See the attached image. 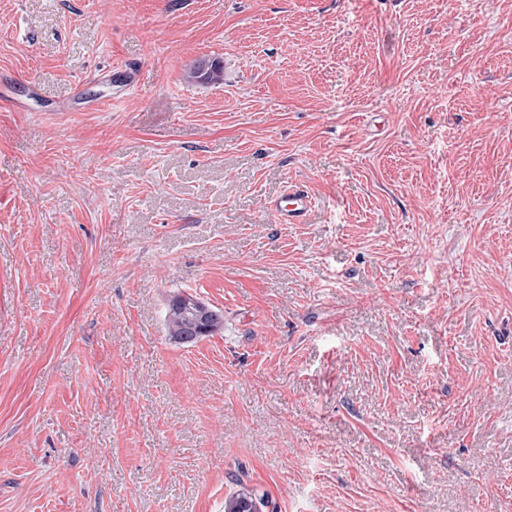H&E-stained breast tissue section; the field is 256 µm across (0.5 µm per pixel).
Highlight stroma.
Instances as JSON below:
<instances>
[{"label": "stroma", "instance_id": "obj_1", "mask_svg": "<svg viewBox=\"0 0 512 512\" xmlns=\"http://www.w3.org/2000/svg\"><path fill=\"white\" fill-rule=\"evenodd\" d=\"M1 76L0 512H512V0H0ZM222 66L216 60H199L189 70L186 78L191 82L212 83L221 79ZM314 207L308 191L292 182L268 203V209L280 224H305ZM168 335L180 344H192L224 327V313L192 296L175 295L166 307ZM257 502L261 504L251 493L238 491L225 498L224 512H260Z\"/></svg>", "mask_w": 512, "mask_h": 512}]
</instances>
